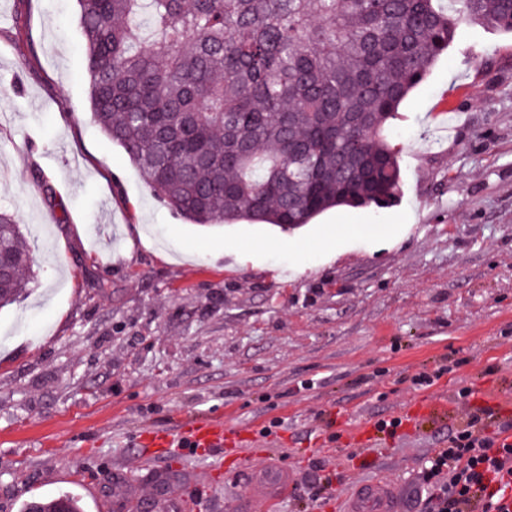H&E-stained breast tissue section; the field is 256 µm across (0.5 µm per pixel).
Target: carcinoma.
Wrapping results in <instances>:
<instances>
[{
  "instance_id": "obj_1",
  "label": "carcinoma",
  "mask_w": 512,
  "mask_h": 512,
  "mask_svg": "<svg viewBox=\"0 0 512 512\" xmlns=\"http://www.w3.org/2000/svg\"><path fill=\"white\" fill-rule=\"evenodd\" d=\"M91 119L148 188L193 224L296 230L401 188L386 130L463 23L512 33V0H77ZM15 261L33 262L0 210ZM82 512L75 495L24 512Z\"/></svg>"
}]
</instances>
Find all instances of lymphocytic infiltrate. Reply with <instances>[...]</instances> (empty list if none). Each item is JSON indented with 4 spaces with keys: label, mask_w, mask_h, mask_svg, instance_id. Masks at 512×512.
Segmentation results:
<instances>
[{
    "label": "lymphocytic infiltrate",
    "mask_w": 512,
    "mask_h": 512,
    "mask_svg": "<svg viewBox=\"0 0 512 512\" xmlns=\"http://www.w3.org/2000/svg\"><path fill=\"white\" fill-rule=\"evenodd\" d=\"M427 512H501L512 489V441L492 433L480 416L451 436L424 473Z\"/></svg>",
    "instance_id": "obj_1"
}]
</instances>
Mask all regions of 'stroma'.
I'll return each instance as SVG.
<instances>
[{"label":"stroma","instance_id":"35a3bbf8","mask_svg":"<svg viewBox=\"0 0 512 512\" xmlns=\"http://www.w3.org/2000/svg\"><path fill=\"white\" fill-rule=\"evenodd\" d=\"M399 113L389 206L190 224L91 120L76 0H0V208L36 260L0 310V512L67 491L129 512L116 470L237 512L275 455L298 481L270 512H343L377 479L425 512L421 473L468 411L512 423V36L461 26ZM207 420L222 449L138 465Z\"/></svg>","mask_w":512,"mask_h":512}]
</instances>
